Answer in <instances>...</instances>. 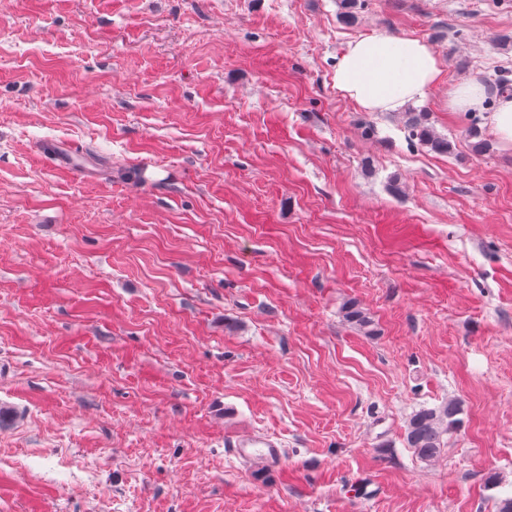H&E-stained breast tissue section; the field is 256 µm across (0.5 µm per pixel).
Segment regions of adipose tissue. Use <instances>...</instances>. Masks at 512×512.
<instances>
[{"mask_svg": "<svg viewBox=\"0 0 512 512\" xmlns=\"http://www.w3.org/2000/svg\"><path fill=\"white\" fill-rule=\"evenodd\" d=\"M442 74L439 57L422 39L371 34L347 43L334 63L333 81L363 111L399 112L425 97ZM487 97L486 88L469 79L450 87L447 109L478 113L497 143L512 149V94H498L490 107Z\"/></svg>", "mask_w": 512, "mask_h": 512, "instance_id": "ef3b65f1", "label": "adipose tissue"}]
</instances>
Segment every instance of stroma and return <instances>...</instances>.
<instances>
[{"label": "stroma", "mask_w": 512, "mask_h": 512, "mask_svg": "<svg viewBox=\"0 0 512 512\" xmlns=\"http://www.w3.org/2000/svg\"><path fill=\"white\" fill-rule=\"evenodd\" d=\"M375 33L438 55L408 112L450 153L336 90ZM505 33L512 0H0V512H497L512 150L442 104ZM407 124L410 138L417 140L419 144L429 147L438 153H448L452 149L449 139L443 138L436 133L434 128L428 123L427 115L424 112L414 114ZM460 409L457 401L431 409H421L408 420L405 440L415 455L425 462L433 460L443 446L442 436L458 422ZM235 447L237 448V455L247 459L251 455L249 448H265L266 458L271 463H276L281 458L280 444L268 436L242 440Z\"/></svg>", "instance_id": "obj_1"}]
</instances>
